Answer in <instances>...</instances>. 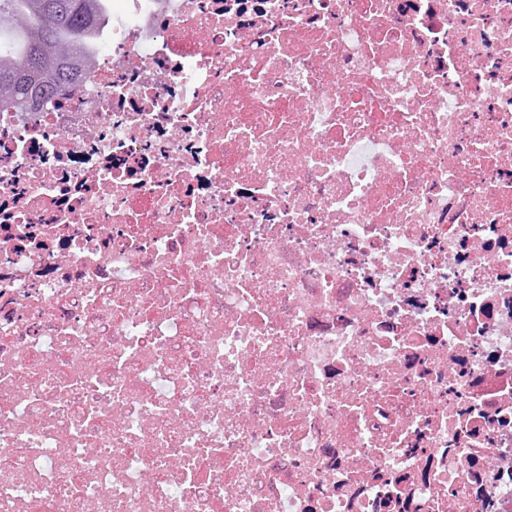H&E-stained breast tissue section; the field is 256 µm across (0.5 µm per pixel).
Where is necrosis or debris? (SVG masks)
<instances>
[{
  "label": "necrosis or debris",
  "instance_id": "necrosis-or-debris-1",
  "mask_svg": "<svg viewBox=\"0 0 512 512\" xmlns=\"http://www.w3.org/2000/svg\"><path fill=\"white\" fill-rule=\"evenodd\" d=\"M0 512H512V0H121L1 110Z\"/></svg>",
  "mask_w": 512,
  "mask_h": 512
}]
</instances>
